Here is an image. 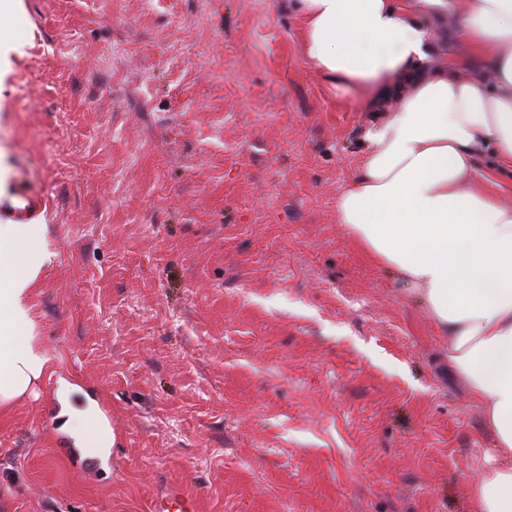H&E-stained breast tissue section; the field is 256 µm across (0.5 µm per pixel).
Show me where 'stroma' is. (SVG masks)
<instances>
[{
    "instance_id": "1",
    "label": "stroma",
    "mask_w": 512,
    "mask_h": 512,
    "mask_svg": "<svg viewBox=\"0 0 512 512\" xmlns=\"http://www.w3.org/2000/svg\"><path fill=\"white\" fill-rule=\"evenodd\" d=\"M0 222L47 227L55 359L0 408V512H474L495 446L448 341L337 221L371 113L293 0H22ZM97 402L82 454L58 377ZM69 388L62 389L61 415L67 417L64 424L76 440V445L87 455L106 449L109 434L93 405L78 406L69 399ZM193 495L179 486H171L165 492L157 494L152 503L153 512H195Z\"/></svg>"
}]
</instances>
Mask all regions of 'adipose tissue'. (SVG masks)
Listing matches in <instances>:
<instances>
[{"label":"adipose tissue","mask_w":512,"mask_h":512,"mask_svg":"<svg viewBox=\"0 0 512 512\" xmlns=\"http://www.w3.org/2000/svg\"><path fill=\"white\" fill-rule=\"evenodd\" d=\"M302 54L359 106L390 107L365 134L337 219L408 287L448 340V362L484 412L478 512H512V200L478 157L512 173V0H297ZM465 41L464 77L434 42L440 23ZM45 225L0 224V406L35 394L52 371L36 334L31 286L50 261ZM61 414L85 454L109 434L93 406Z\"/></svg>","instance_id":"1"}]
</instances>
